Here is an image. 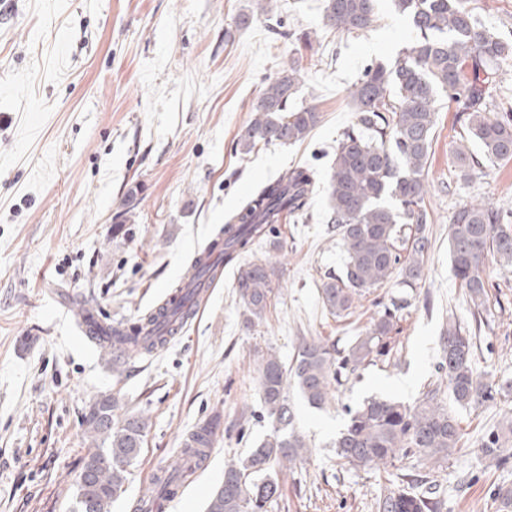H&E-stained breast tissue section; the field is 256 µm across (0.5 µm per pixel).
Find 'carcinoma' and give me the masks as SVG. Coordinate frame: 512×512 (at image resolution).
I'll return each instance as SVG.
<instances>
[{"mask_svg": "<svg viewBox=\"0 0 512 512\" xmlns=\"http://www.w3.org/2000/svg\"><path fill=\"white\" fill-rule=\"evenodd\" d=\"M392 2L395 11L409 19L415 37L391 60L366 66L350 88L356 127L337 140L329 176V223L336 225L346 260L342 273L323 283L321 299L339 317L350 315L366 290L396 272L409 287L421 277L431 248L424 172L439 100L448 99V106L465 116L468 138L480 145L485 158L512 160V108L492 117L486 102L503 67L512 63V42L479 25L467 0ZM378 10L379 0H325L323 23L330 31L360 33L377 21ZM299 91L300 73L290 64L266 84L236 148L247 154L260 143L288 146L303 141L320 123L321 113L311 104L296 103ZM454 156L463 176L479 164L462 143ZM315 183L312 167L298 165L263 185L193 258L196 277L219 276L220 267L209 261L214 252L231 264L269 236L282 214L305 216ZM448 245L454 275L478 311L487 294L484 258L491 253L512 267V224L505 223L496 207L467 203L448 224ZM274 276L275 268L261 261L238 267L235 288L249 311L245 327L265 314ZM184 291L175 285L168 302L177 307L162 306L132 326L98 324L94 340L112 358L113 371L120 372L121 359L150 355L179 333L185 299L178 294ZM394 318L384 310L342 352L319 338H304L291 366L274 354L261 360L259 393L274 430L240 463L225 466L224 480L209 497L205 512H267L280 495L273 473L292 468L310 453L305 437L293 427L288 384L310 406L323 407L341 385L343 372L353 373L389 354ZM440 368L457 407L494 402L504 391L477 372L472 338L455 322L443 332ZM120 409V399L109 393L98 396L84 414L89 448L76 476L74 512H111L112 502L125 492L128 468L140 456L148 418L142 413L119 415ZM219 426L220 417L211 418L198 427L196 441L183 448V456L195 467L205 465L206 437ZM461 441L459 422L437 386L413 406L370 398L349 411L346 428L336 438V455L345 464L369 470L413 458L440 468L461 450ZM480 452L498 468L512 463V417L489 435ZM184 478L183 469L172 468L159 479L156 494L170 495ZM494 503L496 512H512V486H496ZM441 509V501L429 491L402 488L378 500L379 512Z\"/></svg>", "mask_w": 512, "mask_h": 512, "instance_id": "obj_1", "label": "carcinoma"}]
</instances>
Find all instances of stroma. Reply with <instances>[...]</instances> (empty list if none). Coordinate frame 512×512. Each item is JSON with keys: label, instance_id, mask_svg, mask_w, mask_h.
<instances>
[{"label": "stroma", "instance_id": "35a3bbf8", "mask_svg": "<svg viewBox=\"0 0 512 512\" xmlns=\"http://www.w3.org/2000/svg\"><path fill=\"white\" fill-rule=\"evenodd\" d=\"M0 0V512H73L87 452L83 417L105 393L149 419L146 443L112 512L181 459L188 432L218 416L210 457L166 512H204L224 467L272 429L257 366L291 362L302 338L346 348L372 318L397 306L388 356L344 381L323 409L291 395L311 456L278 473L268 512H377L413 463L374 471L341 464L335 441L348 409L370 397L415 404L440 376L449 320L469 329L477 370L512 384V267L487 257V310L475 319L455 280L448 224L461 205L488 200L512 220V161L481 160L468 177L453 161L466 133L440 108L425 171L431 248L414 287L400 275L370 289L346 317L322 304L327 276L345 254L329 224L328 181L341 133L356 122L349 89L365 66L389 61L412 34L391 0L359 35L325 30L324 0ZM247 26L236 27L240 14ZM310 34L311 48L300 35ZM300 100L321 123L292 146L237 152L266 83L290 62ZM307 164L316 173L309 214L285 218L244 255L271 262L275 294L263 318L248 311L224 269L197 318L157 353L127 361L122 375L77 327L67 302L79 294L108 323H131L183 276L193 256L265 183ZM126 215L122 233L112 231ZM463 449L430 477L442 512H495L492 491L512 485L480 454L512 415V395L455 408Z\"/></svg>", "mask_w": 512, "mask_h": 512}]
</instances>
